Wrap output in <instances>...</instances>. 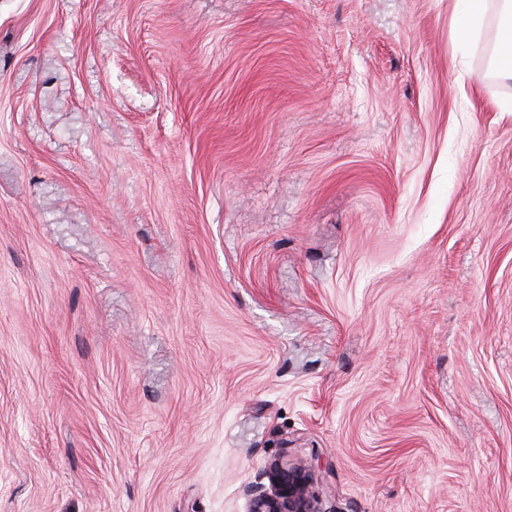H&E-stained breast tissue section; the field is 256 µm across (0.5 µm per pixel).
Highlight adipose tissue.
<instances>
[{"instance_id": "1", "label": "adipose tissue", "mask_w": 512, "mask_h": 512, "mask_svg": "<svg viewBox=\"0 0 512 512\" xmlns=\"http://www.w3.org/2000/svg\"><path fill=\"white\" fill-rule=\"evenodd\" d=\"M453 32L459 50L474 44L487 26H494L493 72L512 79V0H465L453 13Z\"/></svg>"}]
</instances>
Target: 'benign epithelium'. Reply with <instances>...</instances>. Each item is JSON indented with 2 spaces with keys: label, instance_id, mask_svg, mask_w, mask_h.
<instances>
[{
  "label": "benign epithelium",
  "instance_id": "obj_1",
  "mask_svg": "<svg viewBox=\"0 0 512 512\" xmlns=\"http://www.w3.org/2000/svg\"><path fill=\"white\" fill-rule=\"evenodd\" d=\"M265 475L268 485L254 490L249 512H322L311 490L312 465L274 463Z\"/></svg>",
  "mask_w": 512,
  "mask_h": 512
}]
</instances>
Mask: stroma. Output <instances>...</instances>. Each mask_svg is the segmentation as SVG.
Segmentation results:
<instances>
[{
  "instance_id": "1",
  "label": "stroma",
  "mask_w": 512,
  "mask_h": 512,
  "mask_svg": "<svg viewBox=\"0 0 512 512\" xmlns=\"http://www.w3.org/2000/svg\"><path fill=\"white\" fill-rule=\"evenodd\" d=\"M456 0H0V512H512V81ZM312 465L272 464L265 475L268 486L254 490L249 512H322L311 490Z\"/></svg>"
}]
</instances>
